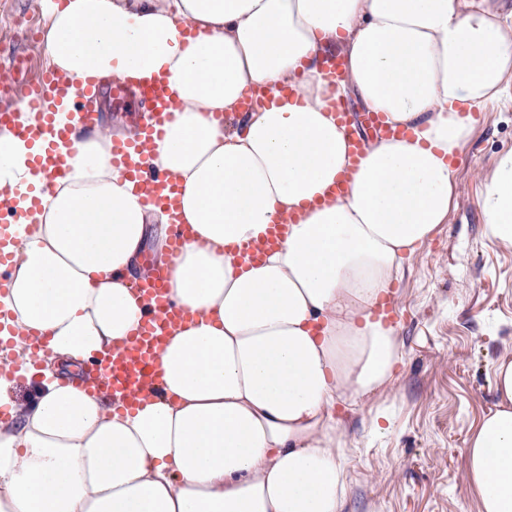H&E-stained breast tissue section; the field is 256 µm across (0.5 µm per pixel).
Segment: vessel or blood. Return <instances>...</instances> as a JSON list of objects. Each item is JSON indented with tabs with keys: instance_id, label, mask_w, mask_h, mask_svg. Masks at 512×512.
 I'll return each mask as SVG.
<instances>
[{
	"instance_id": "b4317fda",
	"label": "vessel or blood",
	"mask_w": 512,
	"mask_h": 512,
	"mask_svg": "<svg viewBox=\"0 0 512 512\" xmlns=\"http://www.w3.org/2000/svg\"><path fill=\"white\" fill-rule=\"evenodd\" d=\"M100 87L97 81L74 85L52 70L32 78L21 67H12L7 75L0 77V99L7 97L11 100L9 106H0V125L13 128L20 137L35 144L34 165L47 179L63 178L69 170L70 157L61 153L57 144L70 140L74 127L59 124L56 112L47 111L46 104L53 99L61 108L77 111V125L91 129L95 127L98 115L90 104ZM112 93L118 98L132 97L143 109L142 134L145 140L163 135L174 104L173 91L165 75L154 73L139 80H113ZM28 112L41 115L42 124L32 126L24 123L22 116ZM336 119L345 127L352 154L357 159L364 152L363 130L380 132L384 129L375 112L366 113L363 122L358 123L353 121L349 112L340 109L336 112ZM112 162L137 182L144 203L177 210L179 191L176 184L166 172L147 164L140 145L131 141H113ZM167 279V272L158 270L140 281L139 288L147 309L136 335L108 360H94L87 366L88 374L100 389L121 394L130 403L159 390L156 354L171 330L185 318L183 311L166 294Z\"/></svg>"
}]
</instances>
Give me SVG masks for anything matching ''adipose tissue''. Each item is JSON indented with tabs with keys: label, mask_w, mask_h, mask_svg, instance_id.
Returning <instances> with one entry per match:
<instances>
[{
	"label": "adipose tissue",
	"mask_w": 512,
	"mask_h": 512,
	"mask_svg": "<svg viewBox=\"0 0 512 512\" xmlns=\"http://www.w3.org/2000/svg\"><path fill=\"white\" fill-rule=\"evenodd\" d=\"M47 65L76 84L168 74L176 109L149 161L182 188L179 215L145 204L112 163L138 120L82 134L44 187L34 148L0 126V196L40 191L20 219L0 338L36 378L0 375V512H343L337 404L382 395L401 358L373 316L444 223L474 112L512 98V12L495 0H46ZM345 62L342 78L324 68ZM267 93L247 112L251 89ZM404 129L348 137L330 102ZM347 176L340 196L328 188ZM485 233L512 246V151L480 174ZM193 238L168 251L174 219ZM286 230L260 263L241 252ZM151 254L191 316L156 366L162 388L127 406L70 369L136 331ZM47 338L46 349L31 344ZM467 441L480 512H512V357Z\"/></svg>",
	"instance_id": "1"
}]
</instances>
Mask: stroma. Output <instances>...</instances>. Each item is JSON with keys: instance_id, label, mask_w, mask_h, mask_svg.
Returning a JSON list of instances; mask_svg holds the SVG:
<instances>
[{"instance_id": "1", "label": "stroma", "mask_w": 512, "mask_h": 512, "mask_svg": "<svg viewBox=\"0 0 512 512\" xmlns=\"http://www.w3.org/2000/svg\"><path fill=\"white\" fill-rule=\"evenodd\" d=\"M22 20L46 27L42 0H0V72L25 54L33 71L46 66L44 45L31 51L14 39ZM474 120L448 217L395 288L394 386L355 409L336 407L348 443L344 512H479L466 441L495 407V363L512 356V246L484 232L476 173L512 150V103ZM378 413L387 417L379 433L369 428Z\"/></svg>"}]
</instances>
